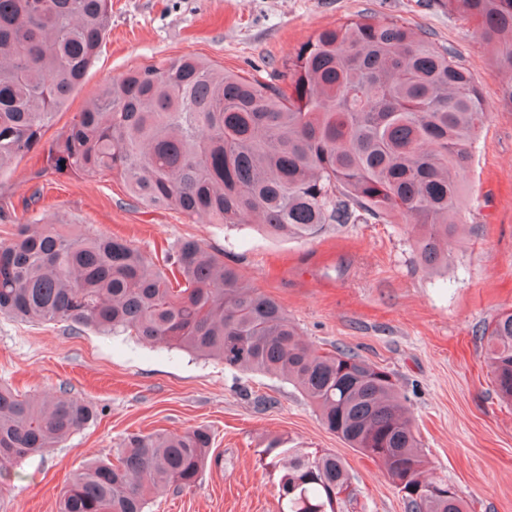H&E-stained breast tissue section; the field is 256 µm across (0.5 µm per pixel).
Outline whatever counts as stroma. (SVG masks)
<instances>
[{
    "mask_svg": "<svg viewBox=\"0 0 512 512\" xmlns=\"http://www.w3.org/2000/svg\"><path fill=\"white\" fill-rule=\"evenodd\" d=\"M365 12L400 19L448 47L490 112L447 270L418 265L403 224L360 221L311 241L288 240L255 224H210L144 207L109 178L58 176L43 151L0 176L8 215L0 241L34 219L115 234L150 257L185 238L203 241L274 298L308 345L343 346L393 373L433 474L455 487L469 512H512V404L495 391L481 337L485 324L512 310V106L502 99L512 67L493 60L474 23L439 0H112L101 53L43 141L65 132L101 86L130 69L195 55L263 76L318 30ZM0 385L29 397H78L97 413L0 478V512H58L69 475L91 459L114 458L128 434L198 426L213 436L198 486L170 489L147 512H282L280 473L264 454L275 438L342 457L359 489L355 512H405L384 468L324 429L304 394L274 376L125 334L0 315Z\"/></svg>",
    "mask_w": 512,
    "mask_h": 512,
    "instance_id": "35a3bbf8",
    "label": "stroma"
}]
</instances>
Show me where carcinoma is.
Returning a JSON list of instances; mask_svg holds the SVG:
<instances>
[{
	"label": "carcinoma",
	"mask_w": 512,
	"mask_h": 512,
	"mask_svg": "<svg viewBox=\"0 0 512 512\" xmlns=\"http://www.w3.org/2000/svg\"><path fill=\"white\" fill-rule=\"evenodd\" d=\"M476 23L512 67V0H442ZM112 0H0V175L40 145L81 87L111 25ZM267 79L194 56L167 58L106 84L48 149L61 176H112L146 207L211 224L257 223L308 240L361 217L412 225L416 259L448 265L465 174L489 118L479 85L448 49L393 18L362 14L317 31ZM164 266L130 240L21 224L0 242V314L129 331L144 342L281 376L323 426L381 463L407 512H467L433 477L390 372L354 351L318 352L272 298L194 239ZM492 381L512 402V311L485 325ZM96 418L79 398L22 397L0 386V476ZM202 427L131 433L114 459L74 471L60 512H146L169 486L192 489L212 450ZM266 453L283 472L284 512H346L356 500L334 452Z\"/></svg>",
	"instance_id": "cac0c4a2"
}]
</instances>
